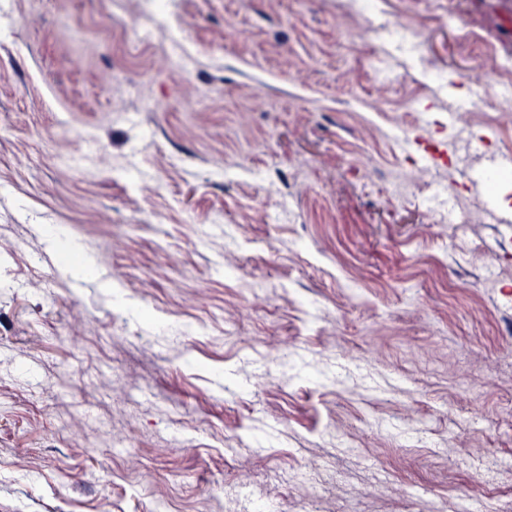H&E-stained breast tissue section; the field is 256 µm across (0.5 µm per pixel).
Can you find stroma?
Wrapping results in <instances>:
<instances>
[{"label":"stroma","instance_id":"obj_1","mask_svg":"<svg viewBox=\"0 0 512 512\" xmlns=\"http://www.w3.org/2000/svg\"><path fill=\"white\" fill-rule=\"evenodd\" d=\"M179 9L0 0V512H512V0Z\"/></svg>","mask_w":512,"mask_h":512}]
</instances>
